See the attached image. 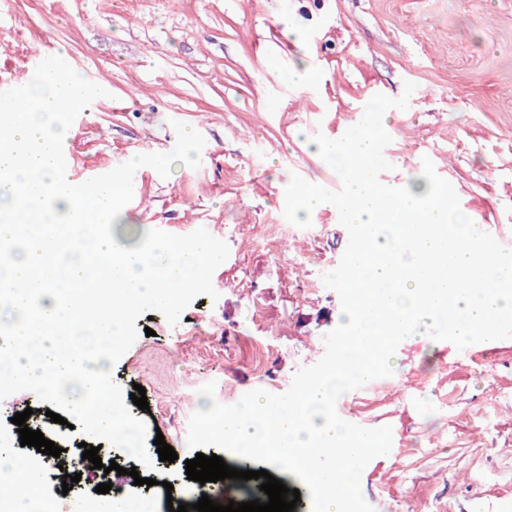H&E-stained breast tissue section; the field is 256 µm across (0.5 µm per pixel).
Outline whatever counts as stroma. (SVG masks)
<instances>
[{"label": "stroma", "mask_w": 512, "mask_h": 512, "mask_svg": "<svg viewBox=\"0 0 512 512\" xmlns=\"http://www.w3.org/2000/svg\"><path fill=\"white\" fill-rule=\"evenodd\" d=\"M65 52L107 94L71 133L69 167L101 175L141 154L167 153L173 122L200 132L198 167L148 166L133 177L143 206L118 217L120 241L147 230L206 228L229 256L214 272L218 300L194 299L177 326L140 317V334L113 368L148 440L187 449L189 420L211 402L250 391L285 393L318 362L340 322L324 283L343 255L334 206L311 225L286 222L292 175L335 189L340 179L310 148L316 133L343 135L373 93L400 97L380 181L400 186L431 160L460 208L487 233L512 236V0H0V78L25 85L30 54ZM308 65L318 79L303 85ZM215 383V396L199 389ZM346 422L390 426L392 449L361 475L379 512H512V339L462 357L448 341L406 338L391 376L343 394ZM149 493L169 512L165 483L182 493L180 464L153 471Z\"/></svg>", "instance_id": "1"}]
</instances>
